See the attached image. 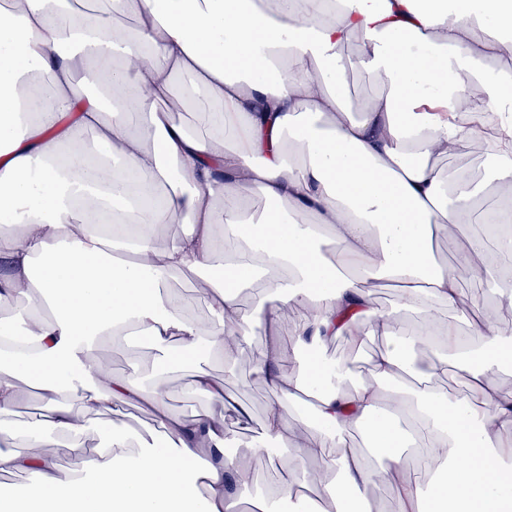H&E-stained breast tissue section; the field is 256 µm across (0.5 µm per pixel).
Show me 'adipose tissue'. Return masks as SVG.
Wrapping results in <instances>:
<instances>
[{
	"label": "adipose tissue",
	"mask_w": 512,
	"mask_h": 512,
	"mask_svg": "<svg viewBox=\"0 0 512 512\" xmlns=\"http://www.w3.org/2000/svg\"><path fill=\"white\" fill-rule=\"evenodd\" d=\"M511 26L512 0H111L89 13L6 0L0 296L15 316L0 319V416L23 382L43 412L0 433L24 448L0 451V465L29 475L0 512H377V485L394 512H512V387L495 379L512 369V328L488 309L463 330L445 318L469 298L433 253L451 229L512 211L483 208L470 174L432 164L483 137L493 113L494 178L512 197ZM355 41L387 87L357 116L342 95ZM173 101L206 134L175 122ZM254 196L267 210L249 208ZM158 224L184 230L161 249ZM460 253L466 272L512 275V231L495 254L477 234ZM186 272L203 284L196 295L168 287ZM389 282L417 328L375 307L372 285ZM258 327L270 339L253 374L272 396L252 448L277 479L245 501L259 477L229 450L224 412L236 405L223 384L198 369L191 387L211 410L187 420L160 380L113 378L92 353L103 338L142 336L161 368L176 349L231 362ZM372 332L382 345L369 377L310 357ZM415 340L436 347L430 362L406 361ZM452 370L465 394L443 387ZM136 402L153 408L152 440L112 424L82 447L87 417ZM51 440L79 457L74 470L39 454ZM292 448L323 464L319 487L287 479Z\"/></svg>",
	"instance_id": "adipose-tissue-1"
}]
</instances>
